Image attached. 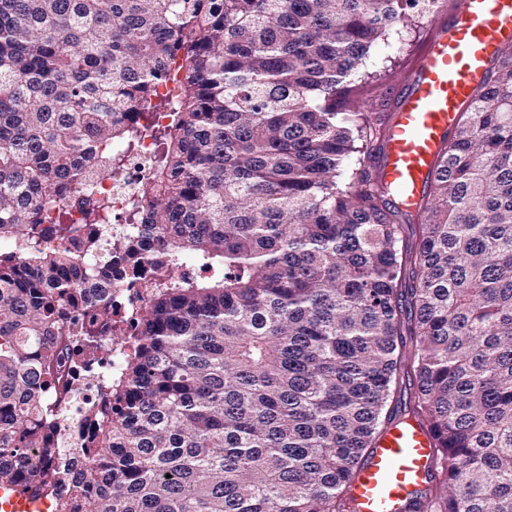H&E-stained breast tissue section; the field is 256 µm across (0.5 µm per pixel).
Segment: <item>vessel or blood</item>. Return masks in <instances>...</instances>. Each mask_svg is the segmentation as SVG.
<instances>
[{
  "mask_svg": "<svg viewBox=\"0 0 512 512\" xmlns=\"http://www.w3.org/2000/svg\"><path fill=\"white\" fill-rule=\"evenodd\" d=\"M512 45V0H462L439 12L410 68L385 129L381 172L404 212L421 211L449 134ZM435 441L418 422H392L361 463L350 497L354 512H406L415 491L436 481Z\"/></svg>",
  "mask_w": 512,
  "mask_h": 512,
  "instance_id": "obj_1",
  "label": "vessel or blood"
}]
</instances>
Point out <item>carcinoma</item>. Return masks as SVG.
<instances>
[{
  "instance_id": "carcinoma-1",
  "label": "carcinoma",
  "mask_w": 512,
  "mask_h": 512,
  "mask_svg": "<svg viewBox=\"0 0 512 512\" xmlns=\"http://www.w3.org/2000/svg\"><path fill=\"white\" fill-rule=\"evenodd\" d=\"M223 2L0 0V238L20 253L0 256V484L24 478L48 342L81 343L91 374L111 357L96 313L70 316L103 207L75 224L59 200L97 164L124 180L98 148L145 132L159 151L125 221L207 275L148 282L60 512H352L403 363L437 440L429 512H512V47L452 133L410 255V215L352 163L381 152L386 119L346 93L382 79L362 71L371 48L427 0Z\"/></svg>"
}]
</instances>
